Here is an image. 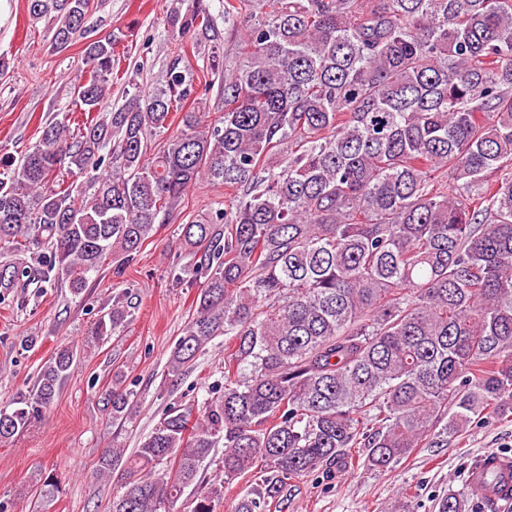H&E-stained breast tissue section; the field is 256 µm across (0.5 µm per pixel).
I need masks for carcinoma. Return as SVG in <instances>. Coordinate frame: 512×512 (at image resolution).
Wrapping results in <instances>:
<instances>
[{"label": "carcinoma", "mask_w": 512, "mask_h": 512, "mask_svg": "<svg viewBox=\"0 0 512 512\" xmlns=\"http://www.w3.org/2000/svg\"><path fill=\"white\" fill-rule=\"evenodd\" d=\"M225 0L243 60L224 63L209 7H175L179 37L211 43L177 58L165 85L105 111L109 34L85 44L77 101L99 117L42 129L0 178V295L25 277L79 294L107 260L132 263L190 188L222 184L231 204L181 225L204 282L167 360L185 374L224 337V387L169 407L116 474L110 512H266L288 481L354 449L388 469L512 409V0ZM92 0H28L62 51L84 37ZM224 71L223 112L186 108ZM176 133L163 137L172 114ZM121 297L87 336H119ZM77 356L63 345L0 410V443L41 420ZM137 393L105 394L112 419ZM224 449V477L201 466ZM49 473L33 508L58 491ZM192 494L185 495L187 489ZM438 512H467L454 490ZM251 479L246 478H238L231 482L229 485H226L224 489V500L219 503L217 506V512H234L235 505L242 496L248 486L250 485Z\"/></svg>", "instance_id": "carcinoma-1"}]
</instances>
